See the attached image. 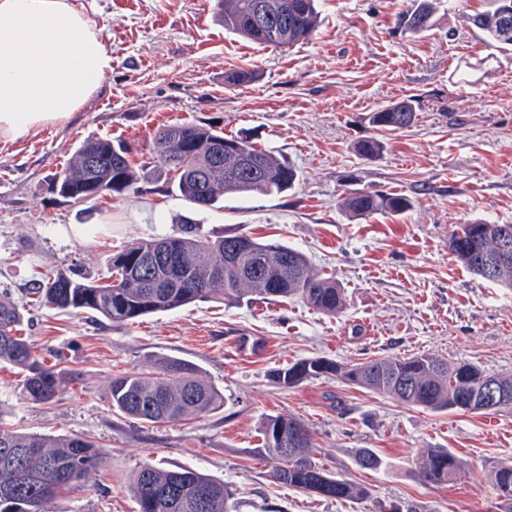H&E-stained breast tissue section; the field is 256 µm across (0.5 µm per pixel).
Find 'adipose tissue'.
I'll return each instance as SVG.
<instances>
[{
	"mask_svg": "<svg viewBox=\"0 0 512 512\" xmlns=\"http://www.w3.org/2000/svg\"><path fill=\"white\" fill-rule=\"evenodd\" d=\"M111 71L108 47L73 0H0V141L67 123Z\"/></svg>",
	"mask_w": 512,
	"mask_h": 512,
	"instance_id": "obj_1",
	"label": "adipose tissue"
}]
</instances>
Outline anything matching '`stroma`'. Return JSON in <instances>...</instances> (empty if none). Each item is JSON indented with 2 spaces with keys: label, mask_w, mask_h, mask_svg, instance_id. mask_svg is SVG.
I'll list each match as a JSON object with an SVG mask.
<instances>
[{
  "label": "stroma",
  "mask_w": 512,
  "mask_h": 512,
  "mask_svg": "<svg viewBox=\"0 0 512 512\" xmlns=\"http://www.w3.org/2000/svg\"><path fill=\"white\" fill-rule=\"evenodd\" d=\"M112 52L101 89L63 126L0 142V290L15 301L49 270L107 276L114 254L186 226L214 236L246 234L298 248L345 291L328 316L301 299L217 302L114 326L85 313L29 308L37 358L60 374L49 403L29 400L16 368L0 365L5 426L78 434L101 452L98 467L52 512H138L130 491L145 462L192 468L224 480L237 512H500L488 474L512 462V409L431 413L337 376L293 387L274 370L304 359L346 365L365 358L439 355L512 374V289L462 268L448 237L463 224H512V46L490 43L471 16L497 0H437L432 29L402 32L411 0H319L306 41L267 48L226 31L218 0H74ZM249 73L229 85L227 73ZM414 99L408 128L377 133L372 112ZM223 128L284 157L298 173L288 193L225 197L198 209L143 170L137 190L74 204L48 178L91 137L145 147L165 124ZM381 137L373 159L358 144ZM365 189L411 196L400 214L347 215L341 201ZM80 225L84 237L69 233ZM162 357L199 366L224 395L219 410L183 422L143 425L113 410L110 385ZM269 415L304 421L313 458L370 490L363 500H325L289 489L253 450ZM374 449L386 469H359ZM424 448L464 464L450 483L413 476Z\"/></svg>",
  "instance_id": "obj_1"
}]
</instances>
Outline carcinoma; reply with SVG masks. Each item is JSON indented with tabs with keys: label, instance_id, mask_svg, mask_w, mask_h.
<instances>
[{
	"label": "carcinoma",
	"instance_id": "obj_1",
	"mask_svg": "<svg viewBox=\"0 0 512 512\" xmlns=\"http://www.w3.org/2000/svg\"><path fill=\"white\" fill-rule=\"evenodd\" d=\"M282 0H219L224 29L264 47L297 45L319 23L317 0H288V21L277 18L262 35L251 25L259 13H277ZM512 12V0H500L490 12L471 17L474 27L495 43L512 46V32H504L502 12ZM433 0H413L396 17L397 28L419 35L433 26ZM416 119L412 100L388 104L371 116L381 131L411 126ZM154 149L145 160L132 162L128 145L112 138H90L73 160L52 175L51 190L74 203L121 194L138 183L139 170L153 166L173 174L171 187L197 208H211L235 194L280 195L292 189L298 174L283 158L255 146L248 139L226 136L221 130L192 123H173L157 130ZM352 217L376 212L402 213L412 207L403 194L354 190L342 202ZM512 239V224L475 220L448 237V251L470 273L487 282L512 288V257L486 272L490 247L502 236ZM298 297L309 306L336 315L344 307V292L336 280L319 275L308 256L285 244L247 235L207 237L196 230L181 236L144 239L112 257L109 276L77 280L48 272L32 289L30 302L73 313H92L122 326L159 312L197 302L221 300L236 307L245 298ZM24 308L0 294V363L19 370L22 391L35 402L56 397L60 378L36 356L24 336ZM341 375L350 384L399 403L433 413L472 411L471 399L482 383L492 379L512 393V375H489L470 363L449 362L422 354L403 358H374L341 367L324 358H311L279 368L271 374L281 387L305 380ZM112 407L127 417L149 424L184 421L224 406L223 393L202 377L195 364L163 357L154 373H124L112 378ZM261 447L254 452L273 463L272 478L327 500L363 499L370 490L347 475L332 472L311 457L312 435L293 417L267 416L260 427ZM288 449L283 456L279 449ZM96 444L78 434H28L3 427L0 410V512H50L49 505L78 485L99 463ZM355 464L366 470L385 467L371 448H360ZM461 463L446 448H426L414 471L425 484L454 480ZM489 477L501 499V512H512V463L491 470ZM130 491L138 512H234L233 492L224 481L191 468L169 470L144 463L134 475Z\"/></svg>",
	"mask_w": 512,
	"mask_h": 512
}]
</instances>
